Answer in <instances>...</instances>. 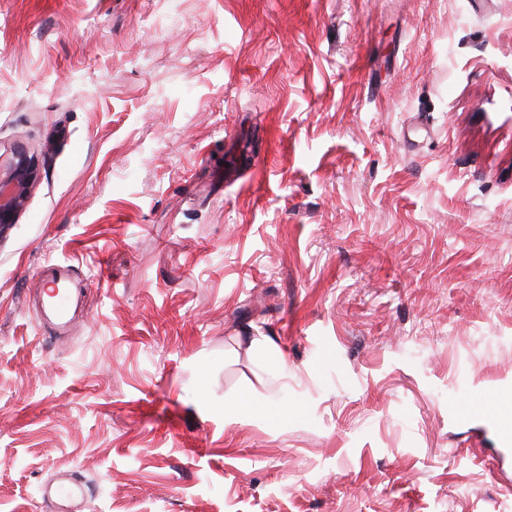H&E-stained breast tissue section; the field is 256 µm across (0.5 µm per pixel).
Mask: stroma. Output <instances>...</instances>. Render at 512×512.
Wrapping results in <instances>:
<instances>
[{
	"label": "stroma",
	"instance_id": "obj_1",
	"mask_svg": "<svg viewBox=\"0 0 512 512\" xmlns=\"http://www.w3.org/2000/svg\"><path fill=\"white\" fill-rule=\"evenodd\" d=\"M18 145L0 512H512V0H0ZM497 405L488 408L486 414L493 418L495 431L505 452H512V387L506 386L497 392Z\"/></svg>",
	"mask_w": 512,
	"mask_h": 512
}]
</instances>
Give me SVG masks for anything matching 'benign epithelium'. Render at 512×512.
<instances>
[{
  "label": "benign epithelium",
  "instance_id": "obj_1",
  "mask_svg": "<svg viewBox=\"0 0 512 512\" xmlns=\"http://www.w3.org/2000/svg\"><path fill=\"white\" fill-rule=\"evenodd\" d=\"M39 178V163L25 149L0 156V238L18 222Z\"/></svg>",
  "mask_w": 512,
  "mask_h": 512
}]
</instances>
